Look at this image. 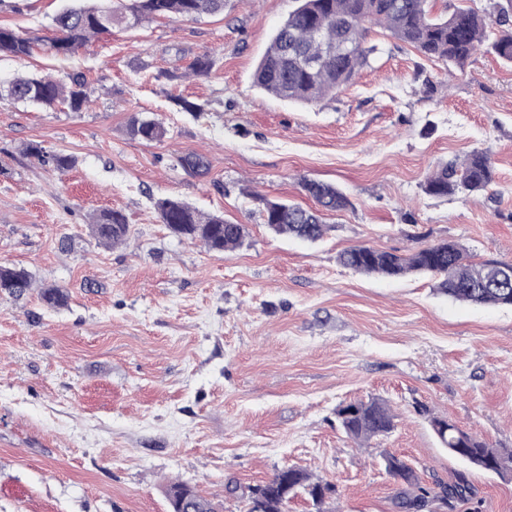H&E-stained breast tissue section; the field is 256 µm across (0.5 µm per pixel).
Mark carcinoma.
I'll return each mask as SVG.
<instances>
[{"label":"carcinoma","instance_id":"obj_1","mask_svg":"<svg viewBox=\"0 0 512 512\" xmlns=\"http://www.w3.org/2000/svg\"><path fill=\"white\" fill-rule=\"evenodd\" d=\"M222 12L224 0H120L115 7L107 5V0H66L53 18L56 35L44 43V48L53 56L68 58L91 37L110 31L117 20L131 19L138 24L153 17L195 19ZM370 25L383 26L422 56L446 64L460 67L483 46L512 64V0L498 4L494 18L474 5H459L448 14L433 15L428 0H297L296 8L277 28L254 71L255 86L282 101L308 103L350 85L368 61L371 49L365 47V36ZM344 40L355 42L357 48L345 56L324 57L327 46ZM33 49L31 38L0 27V56L24 60L32 55ZM305 59H315L318 64L307 69L302 65ZM9 95L17 101L36 103L45 110L65 105L72 112L82 111L89 98L88 83L81 72L68 75L66 82L38 74L21 75L11 83ZM129 133L151 143L161 141L166 129L154 119L134 116ZM27 153L59 170L74 163L71 156L49 153L39 143L29 144ZM177 162L194 177L205 178L210 173L209 162L203 155L188 153L178 157ZM494 183L490 156L474 151L460 163L451 161L438 166L426 178L424 190L429 195L445 197L487 192ZM301 187L318 208H304L291 201H273L259 195L254 199L262 204L264 224L271 233L316 243L327 231L322 211L342 210L350 202L330 183L304 179ZM155 208L160 221L174 234L199 240L213 251L235 250L245 240L244 225L229 224L221 216L201 213L180 200L159 198ZM91 231L98 241L117 245L126 240L129 225L122 212L108 210L93 218ZM338 261L355 272L384 278L426 275L435 279L438 292L455 301L512 308V284L505 287L495 282L503 262H475L455 240L427 244L409 255L366 245L352 246L339 254ZM31 287V275L26 269L0 266L1 294L18 299ZM40 299L46 307L57 309L67 304L68 295L62 288H43ZM337 417L347 436L360 443L386 436L394 428V415L378 399L343 404L337 409ZM431 425L448 453L463 459L471 468L502 477L505 471L512 472V449L496 448L446 419L436 418ZM382 459L399 488L397 506L401 512H425L433 501L450 506L467 498L470 491L463 475L452 483L426 488L421 486L413 468L397 456L385 453ZM285 483L318 496L317 512H323L326 500L336 494L335 485L291 466L286 472L278 471L269 480L250 487L244 512H288L292 497L282 489ZM165 495L170 512H216L211 500L186 483L170 484Z\"/></svg>","mask_w":512,"mask_h":512}]
</instances>
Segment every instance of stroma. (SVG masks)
I'll return each mask as SVG.
<instances>
[{"label":"stroma","instance_id":"obj_1","mask_svg":"<svg viewBox=\"0 0 512 512\" xmlns=\"http://www.w3.org/2000/svg\"><path fill=\"white\" fill-rule=\"evenodd\" d=\"M224 2L113 26L66 59L0 57L1 91L81 72L91 99L79 112L0 100V265L33 277L24 298L0 296V512H169L173 481L244 512L250 487L287 466L336 484L329 512H399L385 451L427 486L466 475L468 500L430 512H512V479L468 471L430 425L512 448V309L337 261L358 244L405 255L442 239L512 261V65L482 51L449 67L376 26L352 85L289 104L253 73L295 0ZM62 3L8 0L0 25L48 39ZM204 54L213 69L192 73ZM135 115L162 121L164 140L131 137ZM32 142L72 167L39 163ZM475 149L494 162L491 191L425 193L438 164ZM191 152L207 178L176 166ZM304 178L350 201L316 243L270 233L255 200L312 206ZM166 196L244 225L243 246L176 236L154 209ZM105 210L125 215L126 243L92 235ZM52 286L68 294L58 310L39 298ZM372 398L395 427L359 448L336 411Z\"/></svg>","mask_w":512,"mask_h":512}]
</instances>
